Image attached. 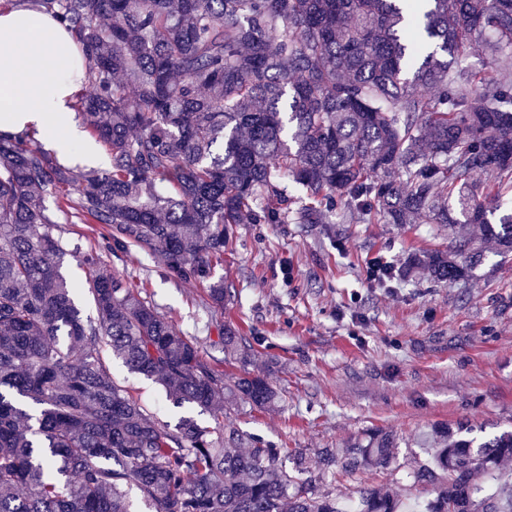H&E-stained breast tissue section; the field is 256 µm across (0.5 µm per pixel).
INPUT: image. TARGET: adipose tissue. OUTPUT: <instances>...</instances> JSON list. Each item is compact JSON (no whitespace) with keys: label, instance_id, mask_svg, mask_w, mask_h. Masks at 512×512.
<instances>
[{"label":"adipose tissue","instance_id":"ef3b65f1","mask_svg":"<svg viewBox=\"0 0 512 512\" xmlns=\"http://www.w3.org/2000/svg\"><path fill=\"white\" fill-rule=\"evenodd\" d=\"M76 55L62 25L31 0L0 7V133H39L62 163H97L101 154L73 108Z\"/></svg>","mask_w":512,"mask_h":512}]
</instances>
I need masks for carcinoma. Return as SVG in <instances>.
Instances as JSON below:
<instances>
[{
  "label": "carcinoma",
  "mask_w": 512,
  "mask_h": 512,
  "mask_svg": "<svg viewBox=\"0 0 512 512\" xmlns=\"http://www.w3.org/2000/svg\"><path fill=\"white\" fill-rule=\"evenodd\" d=\"M34 2L77 47L78 109L110 167L73 199V175L39 142L0 136V512H131L133 487L149 512H346L343 478L361 484L356 512H403L373 485L393 431L314 461L247 442L224 411L273 406L263 377H224L115 271L88 281L96 318H83L45 199L183 281L211 279L230 224H477L480 241L458 235L383 275L465 281L484 248L512 251V0ZM476 46L495 75L467 64ZM219 344L248 361L234 331ZM105 347L215 427L154 419L114 382ZM464 432L416 436L431 457L407 473L432 487L422 512H512V431Z\"/></svg>",
  "instance_id": "carcinoma-1"
}]
</instances>
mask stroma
Masks as SVG:
<instances>
[{
  "label": "stroma",
  "mask_w": 512,
  "mask_h": 512,
  "mask_svg": "<svg viewBox=\"0 0 512 512\" xmlns=\"http://www.w3.org/2000/svg\"><path fill=\"white\" fill-rule=\"evenodd\" d=\"M68 243L101 252L104 269L125 274L142 297L198 341L204 361L239 376L265 375L279 399L270 410L242 403L225 420L285 451L315 452L383 427L406 438L437 423H464L474 437L512 429V254L486 252L468 283L415 273L371 281L373 259L444 249V224H238L213 278L224 282V314L207 306L208 285L170 277L143 250L107 253L91 225L56 211ZM254 356L224 354L220 325ZM118 385L161 422L209 414L175 406L159 384L131 373L110 350Z\"/></svg>",
  "instance_id": "obj_1"
}]
</instances>
